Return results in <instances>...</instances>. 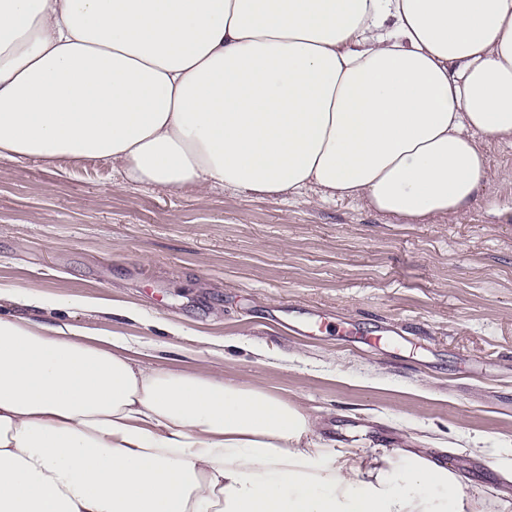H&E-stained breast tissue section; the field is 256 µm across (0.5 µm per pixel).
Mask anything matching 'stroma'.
Listing matches in <instances>:
<instances>
[{
  "label": "stroma",
  "instance_id": "obj_1",
  "mask_svg": "<svg viewBox=\"0 0 512 512\" xmlns=\"http://www.w3.org/2000/svg\"><path fill=\"white\" fill-rule=\"evenodd\" d=\"M485 152L496 197L434 224L310 190L218 185L200 202L125 183L117 163L0 158V286L50 302L0 313L66 318L127 336L154 365L273 389L311 409L326 455L440 456L471 512H512V141ZM313 311L389 328L391 343L294 332Z\"/></svg>",
  "mask_w": 512,
  "mask_h": 512
}]
</instances>
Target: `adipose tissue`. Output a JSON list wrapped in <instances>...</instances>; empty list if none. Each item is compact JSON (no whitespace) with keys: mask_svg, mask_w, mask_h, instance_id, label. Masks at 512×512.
I'll return each mask as SVG.
<instances>
[{"mask_svg":"<svg viewBox=\"0 0 512 512\" xmlns=\"http://www.w3.org/2000/svg\"><path fill=\"white\" fill-rule=\"evenodd\" d=\"M512 0H0V157L206 199L312 189L410 224L497 186ZM0 315V512H448L413 453L319 460L309 409Z\"/></svg>","mask_w":512,"mask_h":512,"instance_id":"adipose-tissue-1","label":"adipose tissue"}]
</instances>
